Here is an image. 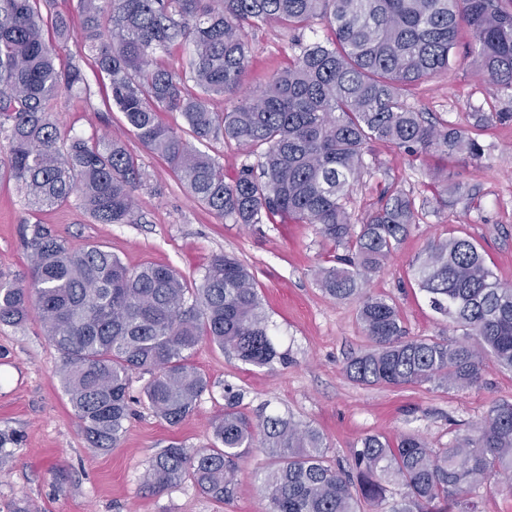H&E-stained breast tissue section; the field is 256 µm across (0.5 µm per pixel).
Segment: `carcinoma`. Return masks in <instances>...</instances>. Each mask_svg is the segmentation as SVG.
<instances>
[{"label": "carcinoma", "instance_id": "obj_1", "mask_svg": "<svg viewBox=\"0 0 512 512\" xmlns=\"http://www.w3.org/2000/svg\"><path fill=\"white\" fill-rule=\"evenodd\" d=\"M41 0H0V160L30 206L58 205L81 194L96 224H135V191L144 182L125 144L110 136L59 145L48 111L62 91L87 90L77 65H56L50 30L67 43L61 13L43 14ZM80 52L89 53L110 81L112 104L148 150L164 157L191 196L235 224L318 226L346 254L321 268L317 282L336 300H355L372 348L352 357L347 376L364 385L433 384L472 388L486 361L512 371V286L485 264L467 237L435 238L415 269L431 309L462 330L455 339L406 335L396 304L369 294L379 273L416 223L414 199L383 193L359 231L347 208L360 180L367 145H394L415 157L432 150L450 157L481 155L473 138L452 126L436 128L401 100L421 78L451 66L459 31L473 36L469 56L478 71L512 90V11L501 0H79ZM321 16L334 38L300 46L288 66L258 94L242 92L251 58L247 29L272 22L305 29ZM184 42L186 67L173 71L156 52ZM235 95L229 112L210 107ZM178 112L187 140L159 119ZM246 150L234 176L198 149L218 138ZM30 281L0 279V324L39 312L60 354L57 376L90 445L116 447L132 416L129 378L152 412L171 427L183 423L208 389L192 363L207 341L240 361L267 367L279 354L251 272L219 253L193 288L172 268L125 267L100 245L75 251L36 226L27 239ZM231 392L212 422L214 443L189 452L173 442L147 462L144 487L160 492L185 479L204 495L228 501L238 461L255 448L271 458L262 490L267 512H476L473 496L511 480L512 402L486 416L446 448L419 435L391 442L366 434L346 467L327 460L328 445L312 425L288 415L255 423L235 410ZM400 500L388 502L394 483Z\"/></svg>", "mask_w": 512, "mask_h": 512}]
</instances>
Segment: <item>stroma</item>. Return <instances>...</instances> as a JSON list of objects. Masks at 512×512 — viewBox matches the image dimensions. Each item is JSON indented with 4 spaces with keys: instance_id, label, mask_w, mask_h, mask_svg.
<instances>
[{
    "instance_id": "35a3bbf8",
    "label": "stroma",
    "mask_w": 512,
    "mask_h": 512,
    "mask_svg": "<svg viewBox=\"0 0 512 512\" xmlns=\"http://www.w3.org/2000/svg\"><path fill=\"white\" fill-rule=\"evenodd\" d=\"M326 19L293 31L273 24L250 29L252 55L242 78L246 92L260 91L284 68L295 43L332 38ZM469 31L461 33L449 70L408 88L403 101L436 126H453L475 137L481 157L458 155L440 163L435 154L409 160L401 150L373 142L367 168L350 195L354 218L378 205L382 192L403 190L414 198L419 217L405 240L368 285L371 294L394 301L409 336L452 339L456 331L433 312L412 276V265L433 238L470 237L487 266L512 286V120L482 124L490 112L512 113V90L478 75L466 54ZM76 48L59 49L57 64L79 63L87 92L64 91L50 103L62 141L120 137L147 175L136 193L138 221L95 224L77 198L51 208L30 207L16 182L0 178V279L30 276L25 237L34 226L66 239L78 250L99 244L128 267L145 263L175 269L187 283L198 281L212 255L229 253L252 272L282 361L258 368L202 343L192 357L206 375L208 390L193 415L176 427L142 403L147 375L132 374L134 416L117 448L93 450L71 410L56 371L60 355L45 336L38 312L19 325L0 324V431L17 443L0 468V512L28 503L31 512H266L260 492L269 463L259 448L240 460L234 497L215 501L191 482L152 493L142 485L148 460L170 443L197 449L213 441L210 422L224 411V389L243 394L240 411L249 417L279 413L320 429L331 463L343 464L367 434L395 439L404 433L444 448L455 434L480 422L497 402L512 401V372L488 365L480 385L447 390L429 384L405 388L368 386L347 377V361L371 346L353 301L325 295L316 282L326 244L311 224L243 226L222 219L195 201L167 163L129 131L113 106L109 81L93 59L75 58ZM468 185L473 199L444 205L437 187Z\"/></svg>"
}]
</instances>
